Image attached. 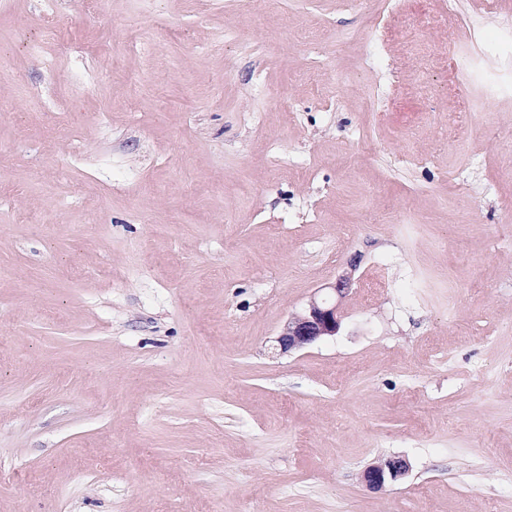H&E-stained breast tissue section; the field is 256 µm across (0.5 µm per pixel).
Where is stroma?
I'll list each match as a JSON object with an SVG mask.
<instances>
[{
  "label": "stroma",
  "mask_w": 512,
  "mask_h": 512,
  "mask_svg": "<svg viewBox=\"0 0 512 512\" xmlns=\"http://www.w3.org/2000/svg\"><path fill=\"white\" fill-rule=\"evenodd\" d=\"M426 6L0 0V512H512V85L449 140ZM350 285L348 276H341L331 286L328 296H314L301 310L292 313L277 337V349L285 354L310 347L328 337L336 336L342 328L340 303ZM409 471L408 462L399 457L386 458L369 465L362 474V482L370 490H379L389 482L403 478Z\"/></svg>",
  "instance_id": "35a3bbf8"
}]
</instances>
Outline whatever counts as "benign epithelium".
<instances>
[{
    "label": "benign epithelium",
    "instance_id": "7a95c632",
    "mask_svg": "<svg viewBox=\"0 0 512 512\" xmlns=\"http://www.w3.org/2000/svg\"><path fill=\"white\" fill-rule=\"evenodd\" d=\"M349 285L350 278L341 276L332 284L330 295L314 296L301 310L291 314L277 337L279 353L304 349L338 334L343 323L340 303ZM408 471L409 464L405 459L386 458L369 465L363 471L362 482L375 491L403 478Z\"/></svg>",
    "mask_w": 512,
    "mask_h": 512
}]
</instances>
